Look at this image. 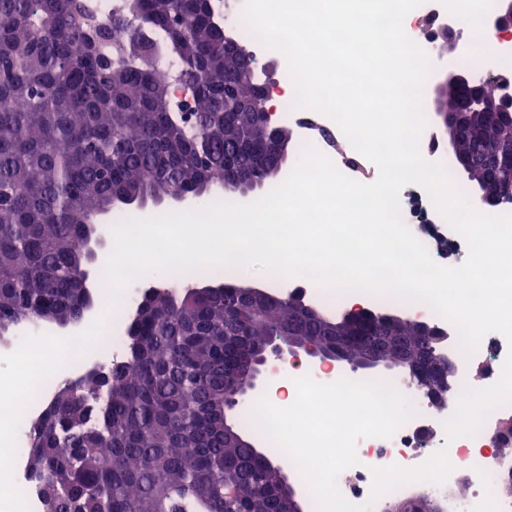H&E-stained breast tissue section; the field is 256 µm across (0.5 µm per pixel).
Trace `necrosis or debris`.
<instances>
[{"instance_id": "1", "label": "necrosis or debris", "mask_w": 512, "mask_h": 512, "mask_svg": "<svg viewBox=\"0 0 512 512\" xmlns=\"http://www.w3.org/2000/svg\"><path fill=\"white\" fill-rule=\"evenodd\" d=\"M243 11V0H210L212 18L225 26L232 37L250 41L255 61H262L264 56L269 55L270 49L261 40L255 39L243 20ZM434 11L435 21L419 30L422 48L434 46L438 22L448 17L468 35L467 47L457 55V66L462 74L468 75L484 67L505 78L512 76V27L498 25V0H436ZM277 118L293 127L298 144L313 145L324 153L329 150L327 135L339 132L338 125L329 117L318 112H300L291 97L280 99ZM399 202L405 223L427 225L431 234L447 239L453 249H466L465 239L459 233L449 232L445 219L425 190L406 192L400 195ZM153 286V280L147 276L132 282L125 289L120 304L111 309L105 356L97 360L82 357L54 373L43 381L24 410L16 431L13 480L27 504L28 512H43L38 486L29 476V458L25 451L31 423L44 414L48 401L60 383L82 377L95 364L122 362L127 322ZM511 353L512 346L497 332L486 334L474 354H466L461 347H454L452 354L461 372L460 385H469L465 370L476 359L489 364L486 382L494 384L500 378L507 356ZM393 384L407 395L416 413L391 438H363L358 441V465L345 470L338 479L343 496L353 504H366L372 488V467L391 464L415 467L444 448L454 467L445 483H411L392 490V497L427 493L439 498L447 512H512V500L497 498L493 493L495 477L502 464L501 441L494 425L496 413H489L474 435L450 442L446 439L445 429V422L450 417L448 410L435 406L423 395L413 393L407 380L397 378ZM459 484L468 489L467 494L461 497L453 494L454 486Z\"/></svg>"}]
</instances>
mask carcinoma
Wrapping results in <instances>:
<instances>
[{"instance_id": "cac0c4a2", "label": "carcinoma", "mask_w": 512, "mask_h": 512, "mask_svg": "<svg viewBox=\"0 0 512 512\" xmlns=\"http://www.w3.org/2000/svg\"><path fill=\"white\" fill-rule=\"evenodd\" d=\"M101 23L83 0H0V335L21 322L80 320L95 218L123 197L211 200L252 191L283 165L259 112L264 84L249 51L228 43L209 0H127ZM166 34L163 45L147 33ZM181 67L184 100L158 69ZM243 98L224 111V85ZM512 136V118L475 115L462 151ZM512 196V160L497 163ZM302 300L251 299L230 277L190 287L168 279L131 319L125 360L107 376L64 383L30 428L29 463L54 486L56 512H288L283 468L239 419L238 366L280 337L371 336L439 363L419 322L336 331Z\"/></svg>"}]
</instances>
